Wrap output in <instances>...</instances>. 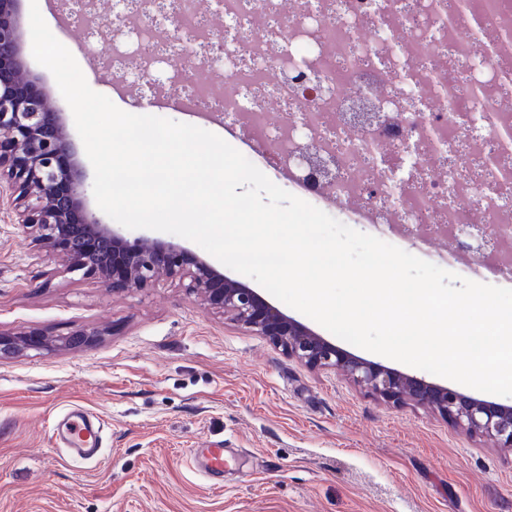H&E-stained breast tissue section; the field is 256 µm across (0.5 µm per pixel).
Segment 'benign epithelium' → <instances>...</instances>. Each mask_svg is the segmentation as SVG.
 I'll return each mask as SVG.
<instances>
[{
  "instance_id": "obj_1",
  "label": "benign epithelium",
  "mask_w": 512,
  "mask_h": 512,
  "mask_svg": "<svg viewBox=\"0 0 512 512\" xmlns=\"http://www.w3.org/2000/svg\"><path fill=\"white\" fill-rule=\"evenodd\" d=\"M17 11L18 0H0V182H5L0 198L6 192L12 196L17 224L30 230L41 247L114 293L147 288L164 274L224 318L269 337L300 361L334 369L394 404L413 402L434 409L468 432L512 449L511 405L492 404L350 355L207 261L158 239L131 243L90 214L84 201L85 174L64 113L49 103L40 82L24 70ZM344 118L367 125L378 121L379 113L367 102L362 111ZM299 160L314 174L333 175L330 162L306 149ZM96 335L94 330H78L50 339L38 331L0 332V357L56 344L77 350L90 345Z\"/></svg>"
}]
</instances>
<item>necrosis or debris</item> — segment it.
Listing matches in <instances>:
<instances>
[{
	"instance_id": "necrosis-or-debris-1",
	"label": "necrosis or debris",
	"mask_w": 512,
	"mask_h": 512,
	"mask_svg": "<svg viewBox=\"0 0 512 512\" xmlns=\"http://www.w3.org/2000/svg\"><path fill=\"white\" fill-rule=\"evenodd\" d=\"M112 0L117 90L215 112L266 155V176L369 223L420 230L468 262L462 229H491L512 266V0ZM478 83V105L458 88ZM371 128L341 122L362 90ZM467 128L464 141L455 129ZM311 145L336 176L303 180Z\"/></svg>"
}]
</instances>
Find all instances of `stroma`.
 Listing matches in <instances>:
<instances>
[{"instance_id":"1","label":"stroma","mask_w":512,"mask_h":512,"mask_svg":"<svg viewBox=\"0 0 512 512\" xmlns=\"http://www.w3.org/2000/svg\"><path fill=\"white\" fill-rule=\"evenodd\" d=\"M109 17L107 0H20ZM89 86L115 98L70 24ZM94 327L81 350L0 359V512H512V450L438 412L395 405L224 319L176 283L115 293L35 245L0 203V331ZM80 407L102 426L91 462L53 431ZM194 448H228L218 481Z\"/></svg>"}]
</instances>
